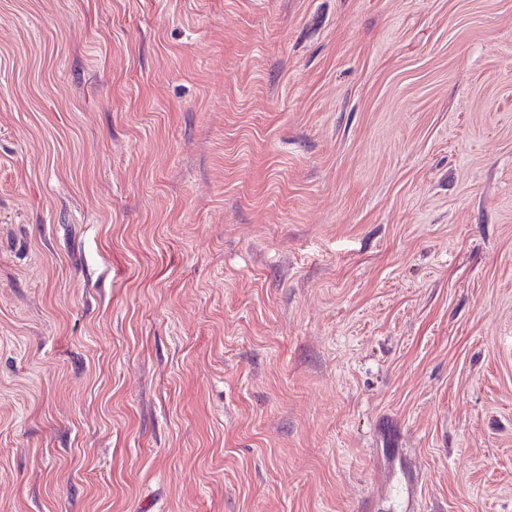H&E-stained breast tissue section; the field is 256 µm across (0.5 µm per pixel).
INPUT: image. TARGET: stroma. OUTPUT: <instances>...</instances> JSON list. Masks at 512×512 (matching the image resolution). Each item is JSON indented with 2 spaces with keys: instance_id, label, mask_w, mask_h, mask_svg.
<instances>
[{
  "instance_id": "obj_1",
  "label": "stroma",
  "mask_w": 512,
  "mask_h": 512,
  "mask_svg": "<svg viewBox=\"0 0 512 512\" xmlns=\"http://www.w3.org/2000/svg\"><path fill=\"white\" fill-rule=\"evenodd\" d=\"M0 512H512V0H0Z\"/></svg>"
}]
</instances>
